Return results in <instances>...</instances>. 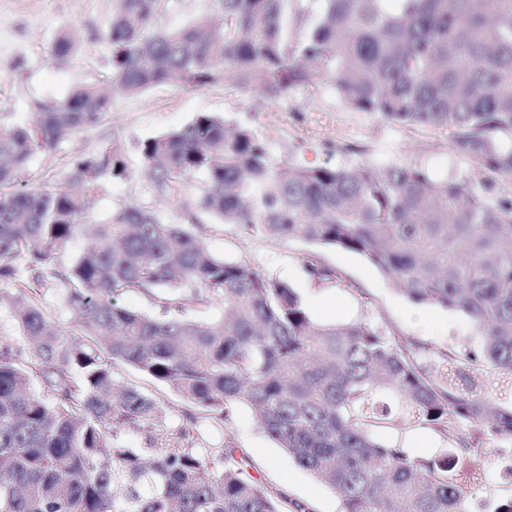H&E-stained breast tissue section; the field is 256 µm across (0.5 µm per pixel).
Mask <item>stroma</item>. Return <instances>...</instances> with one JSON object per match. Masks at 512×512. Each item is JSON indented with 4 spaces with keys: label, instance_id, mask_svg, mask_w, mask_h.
I'll list each match as a JSON object with an SVG mask.
<instances>
[{
    "label": "stroma",
    "instance_id": "stroma-1",
    "mask_svg": "<svg viewBox=\"0 0 512 512\" xmlns=\"http://www.w3.org/2000/svg\"><path fill=\"white\" fill-rule=\"evenodd\" d=\"M115 7L114 0H0V129L31 121L39 107L65 100L78 87L110 86L111 48L105 31ZM63 33L72 34L76 45L70 54L59 56L54 43ZM202 112L250 124L279 163L351 166L412 161L437 176L469 181L478 190L487 179L457 151L449 131L393 125L350 111L323 85L300 86L288 97L275 99L258 90L221 84L203 90L162 84L119 98L99 123L68 134L52 151L34 155L17 185L61 186L76 161L117 148L128 174L121 179L108 173L96 178L88 222H105L121 207L136 204L169 224L195 223L214 255L288 282L314 321L379 327L390 338L420 347L419 361L426 367L448 349L459 354L479 350L481 336L467 318L410 301L360 255L302 241L271 240L220 223L196 206L204 175H193L167 194L158 193L144 173L140 142L182 128ZM315 261L334 268L340 282L312 278L306 266ZM114 378L117 385H135L152 395L165 426L183 422L186 404L176 392L126 365L115 368ZM202 433L210 446H233L244 470L261 488L303 505L306 512H338L335 494L278 447L249 406H235L222 428L206 426ZM376 435L384 443L411 447L416 456L452 445L433 428L400 419ZM501 445L498 439L484 440L469 457L470 464L485 473L484 480L468 490L471 512H491L498 499L512 495V479L504 476L505 463L495 453Z\"/></svg>",
    "mask_w": 512,
    "mask_h": 512
}]
</instances>
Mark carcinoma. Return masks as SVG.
<instances>
[{
	"label": "carcinoma",
	"instance_id": "obj_1",
	"mask_svg": "<svg viewBox=\"0 0 512 512\" xmlns=\"http://www.w3.org/2000/svg\"><path fill=\"white\" fill-rule=\"evenodd\" d=\"M221 20L156 25L165 0H119L109 21L112 96L94 87L0 130V186L60 138L99 122L115 99L178 83L283 96L327 85L354 112L451 131L482 170L512 177V0H319L297 39L293 0H217ZM161 193L202 173L197 206L224 224L362 256L414 303L457 312L479 351L445 352L424 368L403 343L366 323L315 322L299 293L247 264L215 256L183 224L125 206L94 226L63 272L96 177L127 175L107 147L76 162L65 186L0 193V292L29 346L0 349V512H288L260 488L230 445H200L199 424L224 425L248 405L263 430L336 495L340 512H469L460 465L472 426L512 441V406L492 408L479 372L512 390V196L433 176L414 163L282 167L249 125L201 113L141 142ZM63 289L73 330L54 332L39 303ZM224 304L208 321L170 316L180 288ZM137 291L150 315L119 305ZM129 365L179 392L189 425L162 426L136 386L112 393ZM401 415L453 437L454 448L410 457L375 431ZM136 427L145 447L129 448Z\"/></svg>",
	"mask_w": 512,
	"mask_h": 512
}]
</instances>
